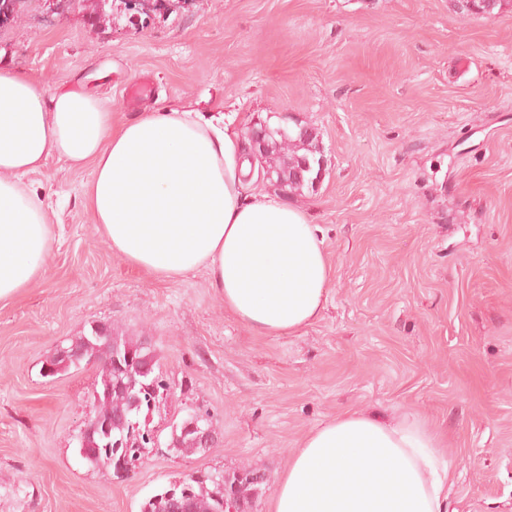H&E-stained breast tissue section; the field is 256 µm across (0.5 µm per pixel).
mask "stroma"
<instances>
[{"mask_svg": "<svg viewBox=\"0 0 512 512\" xmlns=\"http://www.w3.org/2000/svg\"><path fill=\"white\" fill-rule=\"evenodd\" d=\"M0 64L47 91L80 88L119 123L199 104L312 127L320 182L287 199L331 265L320 318L292 335L238 322L204 273L164 279L114 256L83 206L88 171L49 160L32 181L55 210L40 282L0 304V512H140L187 474L252 468L269 512L288 455L350 410L423 420L444 441L449 512H512V6L459 0H170L146 24L86 0H25ZM155 80L136 109L126 87ZM150 337L175 394L124 480L78 460L96 366L42 374L96 324ZM207 451L170 450L189 412Z\"/></svg>", "mask_w": 512, "mask_h": 512, "instance_id": "stroma-1", "label": "stroma"}]
</instances>
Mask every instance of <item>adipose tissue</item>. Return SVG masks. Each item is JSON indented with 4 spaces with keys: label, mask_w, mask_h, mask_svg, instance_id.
<instances>
[{
    "label": "adipose tissue",
    "mask_w": 512,
    "mask_h": 512,
    "mask_svg": "<svg viewBox=\"0 0 512 512\" xmlns=\"http://www.w3.org/2000/svg\"><path fill=\"white\" fill-rule=\"evenodd\" d=\"M89 169L85 207L113 255L165 279L204 272L226 311L261 336L315 322L331 268L300 206L261 193L223 115L155 109L120 125L93 93H47L0 68V302L45 274L53 239L29 178L49 160ZM442 443L416 419L349 411L290 456L269 512H448Z\"/></svg>",
    "instance_id": "obj_1"
}]
</instances>
